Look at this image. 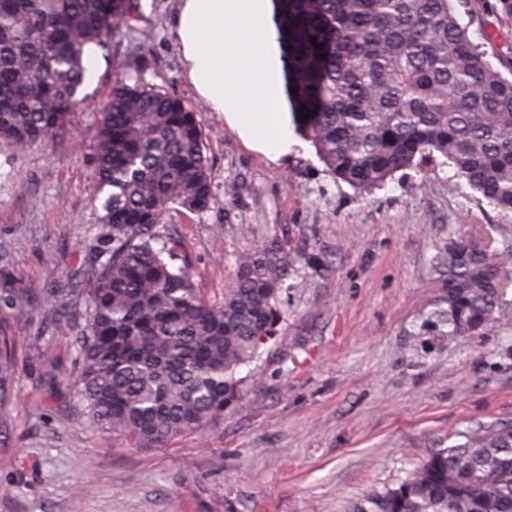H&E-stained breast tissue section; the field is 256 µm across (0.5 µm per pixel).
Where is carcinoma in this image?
Returning a JSON list of instances; mask_svg holds the SVG:
<instances>
[{
    "instance_id": "obj_1",
    "label": "carcinoma",
    "mask_w": 512,
    "mask_h": 512,
    "mask_svg": "<svg viewBox=\"0 0 512 512\" xmlns=\"http://www.w3.org/2000/svg\"><path fill=\"white\" fill-rule=\"evenodd\" d=\"M129 0H0V151L9 158L69 137L81 111L84 49H108ZM299 113L321 162L360 190L440 156L512 217V79L474 43L450 0H286ZM317 39L312 44L310 39ZM321 48H316V45ZM93 156L107 247L72 299L85 320L67 325L86 422L130 448H162L224 419L240 369L277 333L279 295L292 270L273 239L240 254L232 285L204 298L163 218L210 207L212 175L196 113L140 77L112 86ZM442 293L424 322L438 336L481 334L512 288V242L452 236L434 257ZM39 307L54 313L48 288ZM19 349L0 318V429L18 401ZM431 451L396 487L353 512H512V422L477 424Z\"/></svg>"
}]
</instances>
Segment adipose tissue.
Listing matches in <instances>:
<instances>
[{
	"label": "adipose tissue",
	"mask_w": 512,
	"mask_h": 512,
	"mask_svg": "<svg viewBox=\"0 0 512 512\" xmlns=\"http://www.w3.org/2000/svg\"><path fill=\"white\" fill-rule=\"evenodd\" d=\"M277 0H179L183 70L210 111L271 161L290 152L285 52Z\"/></svg>",
	"instance_id": "1"
}]
</instances>
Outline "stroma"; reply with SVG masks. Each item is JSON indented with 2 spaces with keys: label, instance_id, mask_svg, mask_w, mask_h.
I'll return each instance as SVG.
<instances>
[{
  "label": "stroma",
  "instance_id": "1",
  "mask_svg": "<svg viewBox=\"0 0 512 512\" xmlns=\"http://www.w3.org/2000/svg\"><path fill=\"white\" fill-rule=\"evenodd\" d=\"M451 5L492 65L512 73V22L489 0ZM176 6L132 0L109 46L121 67L95 57L76 136L34 145L0 168V289L34 298L53 278L83 287L101 246L88 192L98 108L117 80L139 76L199 111L212 202L200 214L172 209L164 223L202 295L221 297L242 252L287 241L293 271L276 338L242 369L223 421L164 448H128L84 423L75 368L49 391L50 360L66 358L69 344L51 317L0 306L22 348L0 450V512H348L467 428L512 421V292L485 334L451 341L424 326L440 286L433 258L449 232L512 240V224L432 159L363 191L327 171L301 128L279 162L249 149L186 78ZM145 28L152 39L136 42ZM37 335L40 349H27Z\"/></svg>",
  "mask_w": 512,
  "mask_h": 512
}]
</instances>
